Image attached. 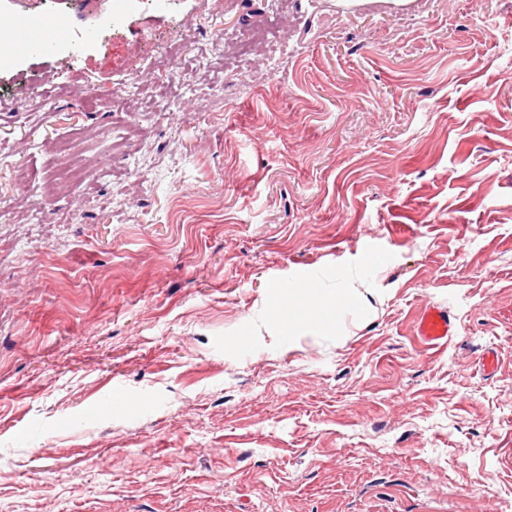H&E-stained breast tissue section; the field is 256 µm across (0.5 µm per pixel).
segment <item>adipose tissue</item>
<instances>
[{"label":"adipose tissue","mask_w":512,"mask_h":512,"mask_svg":"<svg viewBox=\"0 0 512 512\" xmlns=\"http://www.w3.org/2000/svg\"><path fill=\"white\" fill-rule=\"evenodd\" d=\"M288 297L280 302L265 299V308H278L279 312L295 310L298 318L295 331L328 332L331 321L345 310L363 305L361 292L355 287H339L315 291L308 288H291Z\"/></svg>","instance_id":"ef3b65f1"}]
</instances>
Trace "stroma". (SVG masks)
I'll list each match as a JSON object with an SVG mask.
<instances>
[{
	"mask_svg": "<svg viewBox=\"0 0 512 512\" xmlns=\"http://www.w3.org/2000/svg\"><path fill=\"white\" fill-rule=\"evenodd\" d=\"M45 12L0 65V512H512V0H0ZM283 281L368 310L283 335ZM21 24H25L21 21ZM52 42L33 23L16 28L2 29L0 32V47L9 48L22 54L44 51L50 48ZM417 333L428 349L447 347L454 336V324L448 311L442 307L428 305L417 321Z\"/></svg>",
	"mask_w": 512,
	"mask_h": 512,
	"instance_id": "obj_1",
	"label": "stroma"
}]
</instances>
